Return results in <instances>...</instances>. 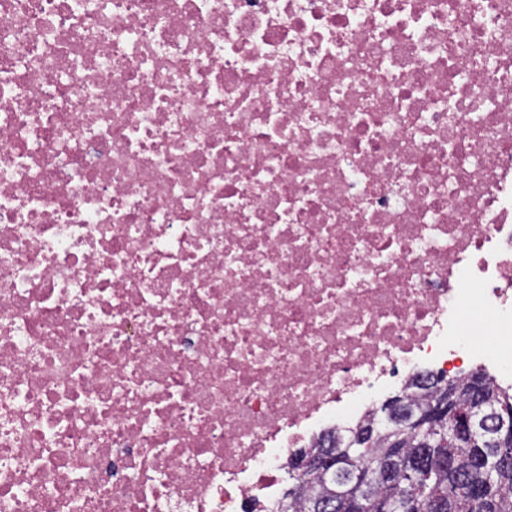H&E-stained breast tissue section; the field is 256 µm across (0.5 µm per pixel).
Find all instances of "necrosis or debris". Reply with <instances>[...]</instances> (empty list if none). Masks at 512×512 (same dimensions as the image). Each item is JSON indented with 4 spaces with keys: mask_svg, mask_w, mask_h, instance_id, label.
Returning a JSON list of instances; mask_svg holds the SVG:
<instances>
[{
    "mask_svg": "<svg viewBox=\"0 0 512 512\" xmlns=\"http://www.w3.org/2000/svg\"><path fill=\"white\" fill-rule=\"evenodd\" d=\"M477 360L512 0H0V512H269Z\"/></svg>",
    "mask_w": 512,
    "mask_h": 512,
    "instance_id": "1",
    "label": "necrosis or debris"
}]
</instances>
